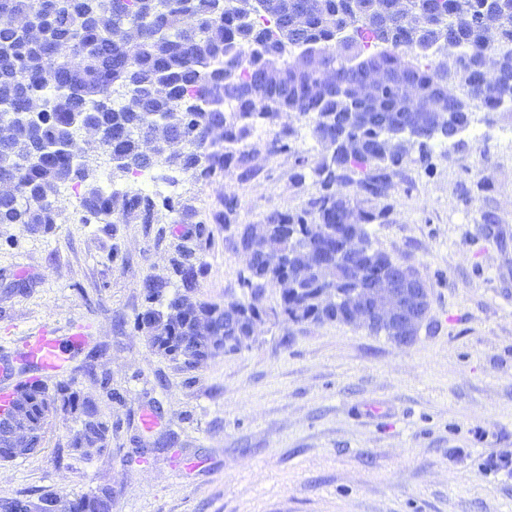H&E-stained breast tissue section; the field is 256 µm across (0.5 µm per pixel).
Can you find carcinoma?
Masks as SVG:
<instances>
[{
  "instance_id": "1",
  "label": "carcinoma",
  "mask_w": 512,
  "mask_h": 512,
  "mask_svg": "<svg viewBox=\"0 0 512 512\" xmlns=\"http://www.w3.org/2000/svg\"><path fill=\"white\" fill-rule=\"evenodd\" d=\"M265 11L250 0H0V17L20 24L0 26V224L57 223L60 188L71 189L83 219L101 224H153L157 194L123 183L155 169L171 184L177 176L213 179L254 175L255 132L279 123L288 112L306 118L323 146L316 161L295 162L289 179L311 182L316 191L299 211L272 210L259 224L258 250L271 243L276 262L257 261L240 276L249 300L238 301L245 320L266 315L261 301L269 285L280 291V312L295 322L343 321L348 297L389 269L395 259L372 248L369 227L389 222L385 203L407 179L409 164L431 166L434 149L448 144L471 124V99L489 112H512V0H404L407 23L389 19L385 33H372L391 0H272ZM294 5L302 37L288 43V18L281 5ZM487 13L489 25L466 18ZM306 50L324 53L332 71L355 63L392 64L404 58L420 88L433 91L435 58L448 57V75L461 78L459 100L440 129L419 133L401 124V97L383 88L375 101L361 103L344 91L313 95L309 78L297 71ZM500 60L499 91L480 90L483 60ZM182 144L170 151L176 135ZM291 130L282 128L267 152L290 149ZM123 159L104 190L97 167L83 162L90 153ZM173 223L192 224L193 206L166 198ZM228 228L236 223V203L224 200L214 215ZM355 233L363 247L333 262L332 278L298 257L327 238ZM167 299L146 294L136 321L150 347L198 366L217 345L198 325L224 326V353L242 351V328L224 320V307L197 298V283L184 284L185 269ZM34 429L58 411L79 419L71 451L105 450L108 425L95 401L65 385L54 395L41 383L16 392L12 404ZM75 512H112V489L100 487L74 499Z\"/></svg>"
}]
</instances>
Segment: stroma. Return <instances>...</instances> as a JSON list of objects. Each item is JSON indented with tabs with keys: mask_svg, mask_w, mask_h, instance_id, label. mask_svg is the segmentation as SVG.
I'll return each instance as SVG.
<instances>
[{
	"mask_svg": "<svg viewBox=\"0 0 512 512\" xmlns=\"http://www.w3.org/2000/svg\"><path fill=\"white\" fill-rule=\"evenodd\" d=\"M481 118L485 139L435 149L427 170L409 164L389 222L370 227L373 249L430 289L409 346L288 321L273 285L252 345L194 368L135 326L146 279H171L186 249L200 300L243 297L244 257L213 216L228 197L242 224L304 207L314 188L288 173L322 146L294 114L280 120L291 151L259 152L251 179L180 176L171 196L197 223L162 206L154 224H86L65 189L51 228L0 224V365L28 382L36 369L15 362L23 339L80 325L85 345L43 382L91 397L110 427L105 450L81 456L69 447L79 420L55 417L41 448L0 462V499L107 486L112 512H512V142L497 137L512 114Z\"/></svg>",
	"mask_w": 512,
	"mask_h": 512,
	"instance_id": "35a3bbf8",
	"label": "stroma"
}]
</instances>
